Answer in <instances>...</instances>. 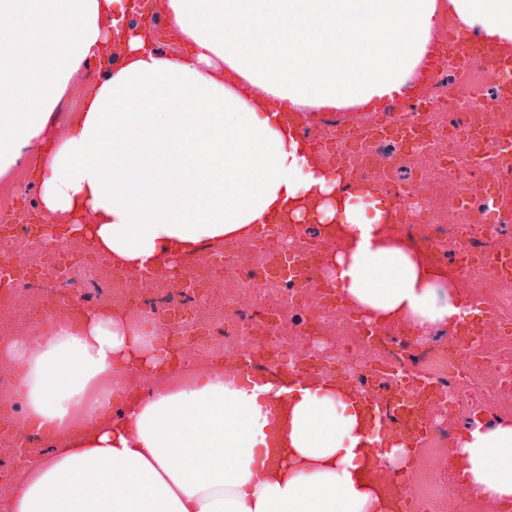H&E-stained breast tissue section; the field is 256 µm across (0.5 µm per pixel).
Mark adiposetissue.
Instances as JSON below:
<instances>
[{"label": "adipose tissue", "mask_w": 512, "mask_h": 512, "mask_svg": "<svg viewBox=\"0 0 512 512\" xmlns=\"http://www.w3.org/2000/svg\"><path fill=\"white\" fill-rule=\"evenodd\" d=\"M180 51L131 28L119 63L66 134L56 108L123 0H0V178L33 166L38 204L81 219L98 252L136 271L223 247L261 224L338 225V291L378 322L428 331L462 298L388 234L393 202L345 192L290 112L372 111L438 55L445 21L512 49V0H161ZM159 338L113 307L79 331L0 340L20 369L24 428L58 445L12 478L0 512H395L366 470L402 464L335 381L234 387L223 367L178 387ZM453 466L471 495L512 512V420L464 430Z\"/></svg>", "instance_id": "1"}]
</instances>
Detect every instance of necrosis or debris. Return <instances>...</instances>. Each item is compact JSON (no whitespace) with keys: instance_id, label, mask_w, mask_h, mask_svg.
<instances>
[{"instance_id":"necrosis-or-debris-1","label":"necrosis or debris","mask_w":512,"mask_h":512,"mask_svg":"<svg viewBox=\"0 0 512 512\" xmlns=\"http://www.w3.org/2000/svg\"><path fill=\"white\" fill-rule=\"evenodd\" d=\"M424 97L437 110L422 135L366 142L343 157V167L370 176L375 153L389 151L398 157L392 180L405 183L415 155H426L431 193L408 206L405 221L411 231L424 228L431 241L454 238L474 252L512 254V233L499 223L498 197L505 186L496 164L485 159L486 133L512 131V111L485 113L451 65L436 72ZM26 196V186H19L16 202L0 213L1 323L40 326L55 290L68 289L71 299L57 310L54 324L73 329L88 308L114 294L123 297L124 309L134 317L162 324L164 357L176 364L179 379L212 364L216 354L232 361L249 338L260 344L253 356L262 371L284 362L312 377L325 374L362 385L370 362L385 368L386 384L395 389L412 374L428 380L435 387L431 437L441 444L456 440L462 417L482 412L512 417V276L482 275L481 298L496 315L497 333L462 336L466 350L459 362L448 352V330L406 341L386 326H376L369 337L354 322L337 321L326 263L335 249V225L279 224L255 251L228 242L208 264L180 265L177 273L147 285L140 272L112 267L83 240L31 249L34 227L19 223ZM481 218L486 224L477 236L472 229ZM311 238L319 244L317 252L309 253L305 267L295 266L296 257L308 253ZM76 264L97 275L98 292H87L76 278H57V269ZM13 384L10 370L0 364V475L5 477L49 452L18 427L10 401ZM465 492L453 471H445L435 484L412 490L413 510L445 512L449 496Z\"/></svg>"}]
</instances>
